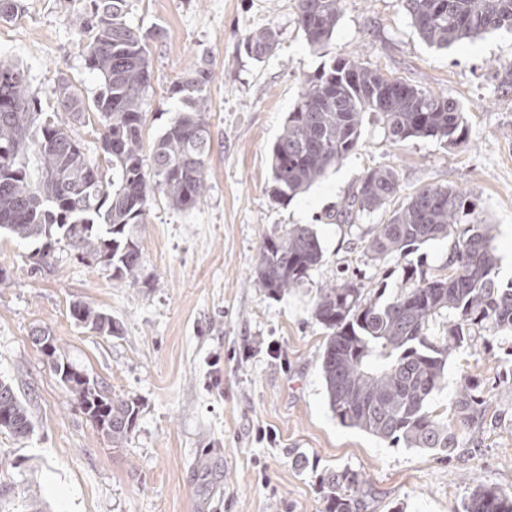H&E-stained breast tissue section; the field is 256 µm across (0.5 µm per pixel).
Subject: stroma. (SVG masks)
I'll use <instances>...</instances> for the list:
<instances>
[{
	"label": "stroma",
	"instance_id": "35a3bbf8",
	"mask_svg": "<svg viewBox=\"0 0 512 512\" xmlns=\"http://www.w3.org/2000/svg\"><path fill=\"white\" fill-rule=\"evenodd\" d=\"M0 21V61L29 73L43 110L60 78L85 98L100 88L82 55L89 0H16ZM296 0H130L127 20L162 28L151 43L145 141L181 103L174 81L207 61L213 149L208 188L191 211L152 206L137 228V285L58 250L39 267L33 245L0 238V378L16 389L35 424L29 439L0 433V500L40 512H323L319 479L361 472L373 492L367 512H459L478 484L512 492V333L488 332L455 354L432 406L448 413L463 376L485 379V418L454 454L406 448L344 427L328 406L321 375L326 331L312 307L319 288L357 275L368 296L393 298L403 270L445 274L450 240L401 258L373 261L364 245L384 211L344 223L338 214L368 168L399 177L397 201L423 187L476 197L491 224L500 282L512 280V32L496 31L444 51L418 36L400 0H341L332 39L318 49L296 24ZM272 25L278 49L256 62L240 54L248 30ZM337 56L456 99L469 140L391 143L377 115L365 116L358 147L291 201H274L270 148L298 102L302 82ZM319 238L321 265L300 287L273 297L254 282L260 246L291 225ZM86 301L112 313L122 332L93 335L71 318ZM43 327L69 360L117 397L140 404L131 440L113 447L79 409L30 338Z\"/></svg>",
	"mask_w": 512,
	"mask_h": 512
}]
</instances>
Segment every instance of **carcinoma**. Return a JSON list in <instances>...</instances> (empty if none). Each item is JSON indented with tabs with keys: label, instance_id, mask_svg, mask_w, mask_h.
I'll use <instances>...</instances> for the list:
<instances>
[{
	"label": "carcinoma",
	"instance_id": "obj_1",
	"mask_svg": "<svg viewBox=\"0 0 512 512\" xmlns=\"http://www.w3.org/2000/svg\"><path fill=\"white\" fill-rule=\"evenodd\" d=\"M82 52L87 68L101 80L92 105L99 148L112 170L103 174L75 137L71 124L87 111L78 89L58 84L57 109L44 112L23 68L0 63V232L19 242L38 243L37 260L49 265L67 248L80 260L139 282L142 249L134 228L146 223L157 201L180 211L195 208L207 187L212 148L206 62L175 81L171 92L183 108L149 148H144L143 110L152 68L149 42L162 31H141L127 22L129 0H91ZM421 40L446 50L486 33L512 31V0H401ZM341 0H297L296 23L307 43L330 41L340 19ZM245 54L256 61L279 45L270 26L242 35ZM379 116L393 143L437 138L452 146L469 135L462 106L440 94L386 77L355 57L338 56L304 81L270 150V196L292 200L319 182L327 170L359 144L364 115ZM398 191L396 171L367 169L343 216L389 210L365 243L372 260L398 258L421 245L453 239L448 274L429 278L417 268L404 271V285L385 303L365 294L351 277L318 290L313 316L327 331L321 373L328 405L345 427L401 443L406 448L452 452L460 430L483 416L481 383L460 384L448 420L432 410L443 385L448 357L472 345L483 329L512 332V285L498 281V257L477 204L453 188H420L388 209ZM324 257L317 235L295 224L284 235L265 238L254 281L271 296L296 288ZM70 315L97 336H116L112 314L77 302ZM442 324L441 335L433 327ZM40 347L61 382L113 446L133 435L140 413L137 399L112 398L106 387L73 365L50 332L38 330ZM25 439L34 424L14 386L0 380V433ZM325 512H365L363 477L350 469L322 476ZM463 512H512V493L478 485Z\"/></svg>",
	"mask_w": 512,
	"mask_h": 512
}]
</instances>
